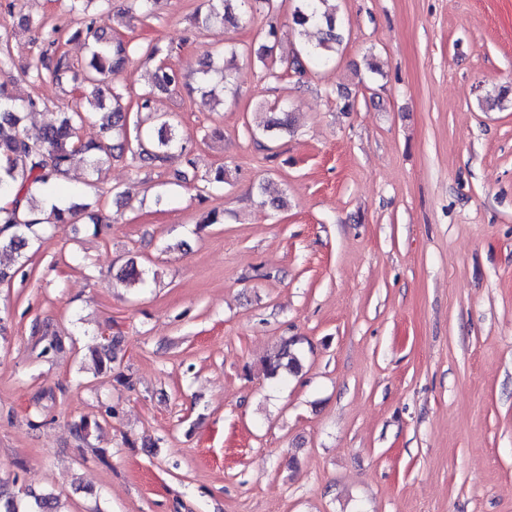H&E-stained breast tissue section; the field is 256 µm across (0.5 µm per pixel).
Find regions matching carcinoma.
Instances as JSON below:
<instances>
[{
	"mask_svg": "<svg viewBox=\"0 0 512 512\" xmlns=\"http://www.w3.org/2000/svg\"><path fill=\"white\" fill-rule=\"evenodd\" d=\"M66 11L84 19V26L76 29L72 38L83 41L89 48V59L77 65L69 54L60 49L54 33L44 30L41 21L28 15L19 17L22 27L41 34L37 55L26 71L32 83L50 81L61 88L69 84L86 87L84 102L59 114L55 123L44 126L36 137L28 136L21 126L23 114L36 112L45 106L38 97H22L0 82V195L10 198L0 207V250L9 249L19 257L40 239V231L47 225L70 224L80 216L99 223L100 198L76 201L79 193H72L71 202L64 208L51 211L39 206V196L45 188L69 176L74 156L87 157L92 171L112 160L130 156L133 163L161 168L175 159L191 166L190 151L183 144L177 126L168 118L153 111L154 95L171 92L181 84L178 72L157 65L150 75V89L130 102L108 79L118 73L132 56L143 53L154 58L170 52L159 44L139 45L116 36H102L95 25L93 7L106 0H63ZM250 3V14L239 12V4ZM285 0H203L195 13V25L203 32L215 24L238 25L254 14L265 19V40L258 52L262 63L273 59L278 42L279 15ZM329 0H291V19L300 39L301 48L280 65L300 75L306 72L309 60L326 61L333 56L341 35L336 28V8L327 6ZM198 72L208 93L216 95L233 91L232 70L224 65V52L208 56ZM101 119L103 136L98 141H84L79 130L84 123ZM294 123L293 112L285 105L275 103L268 107L263 131H287ZM227 180V170L220 166L204 177L199 197L221 187ZM117 279L126 284H147L146 270L134 260L120 268ZM295 337L282 340L279 347L263 359L268 377L276 378L298 370L300 359ZM30 512H57L58 498L52 493L32 495Z\"/></svg>",
	"mask_w": 512,
	"mask_h": 512,
	"instance_id": "obj_1",
	"label": "carcinoma"
}]
</instances>
